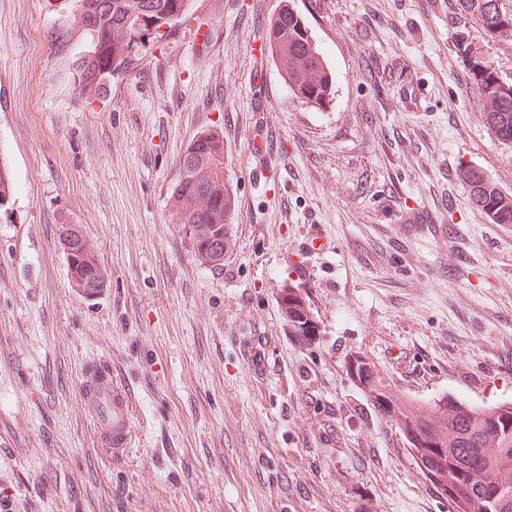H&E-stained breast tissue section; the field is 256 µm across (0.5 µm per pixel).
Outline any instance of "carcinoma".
Wrapping results in <instances>:
<instances>
[{
    "instance_id": "1",
    "label": "carcinoma",
    "mask_w": 512,
    "mask_h": 512,
    "mask_svg": "<svg viewBox=\"0 0 512 512\" xmlns=\"http://www.w3.org/2000/svg\"><path fill=\"white\" fill-rule=\"evenodd\" d=\"M77 20L96 41L93 55L78 63V93L93 100L120 67L130 64L144 47L138 25L160 21L174 28L190 13L193 0H77ZM461 11L487 34L512 27V13L501 0H458ZM264 46L293 95L305 104L322 106L333 94L335 75L319 49L312 45L304 17L284 5L266 23ZM477 89L497 104L485 113L486 123L498 140L512 145V85L481 60L470 58ZM186 173L178 174L171 195L176 223L184 226L195 254L218 268L224 255L208 225L225 224L236 207V195L224 177V137L218 130L201 132L186 148ZM474 203L495 224H512V205L490 180L479 173L468 177ZM288 325L296 335L311 339L317 326L301 298L285 299ZM349 371L374 393L375 403L393 414L396 426L417 457L426 476L444 482V491L456 512H512V402L473 405L444 395L410 413L397 409L382 380L360 358L350 360Z\"/></svg>"
}]
</instances>
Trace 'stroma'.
<instances>
[{
  "label": "stroma",
  "mask_w": 512,
  "mask_h": 512,
  "mask_svg": "<svg viewBox=\"0 0 512 512\" xmlns=\"http://www.w3.org/2000/svg\"><path fill=\"white\" fill-rule=\"evenodd\" d=\"M290 4L335 73L319 108L249 53L281 0H194L92 101L75 0H0V512H455L347 362L404 407L512 401V224L464 178L512 197V146L462 52L512 84V38L457 0ZM212 128L237 196L218 269L169 209ZM65 224L105 271L95 299L72 287ZM96 377L133 394L117 454ZM470 194L474 203L484 210L495 224H512V205L505 203L506 197L490 180L479 173L468 177ZM285 304L288 309V325L295 332L296 336H301L306 340L317 336V326L312 320L310 313L306 310L301 298L295 296L293 292H288Z\"/></svg>",
  "instance_id": "35a3bbf8"
}]
</instances>
